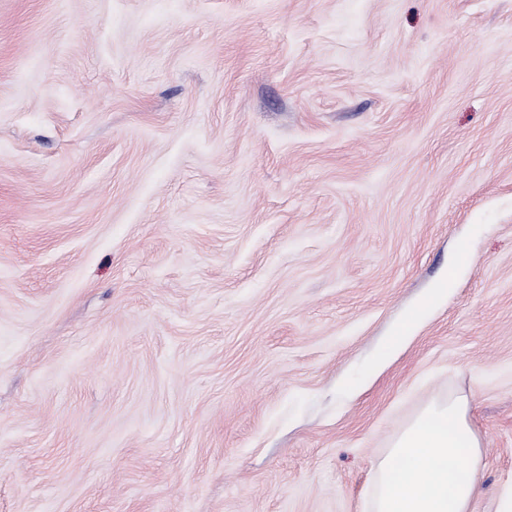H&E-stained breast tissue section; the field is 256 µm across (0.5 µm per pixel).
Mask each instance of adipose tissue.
Here are the masks:
<instances>
[{
	"label": "adipose tissue",
	"instance_id": "adipose-tissue-1",
	"mask_svg": "<svg viewBox=\"0 0 512 512\" xmlns=\"http://www.w3.org/2000/svg\"><path fill=\"white\" fill-rule=\"evenodd\" d=\"M471 410L452 394L402 429L374 467V512H470L482 464Z\"/></svg>",
	"mask_w": 512,
	"mask_h": 512
}]
</instances>
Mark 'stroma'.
I'll list each match as a JSON object with an SVG mask.
<instances>
[{"label":"stroma","mask_w":512,"mask_h":512,"mask_svg":"<svg viewBox=\"0 0 512 512\" xmlns=\"http://www.w3.org/2000/svg\"><path fill=\"white\" fill-rule=\"evenodd\" d=\"M452 393L497 512L512 0H0V512H371ZM421 317L422 310H414L411 313L407 324L401 328L394 336H391L389 341L376 352L371 361V369L374 372L383 369L390 362L393 353L407 343L410 337L408 336V332L411 326L417 323Z\"/></svg>","instance_id":"35a3bbf8"}]
</instances>
